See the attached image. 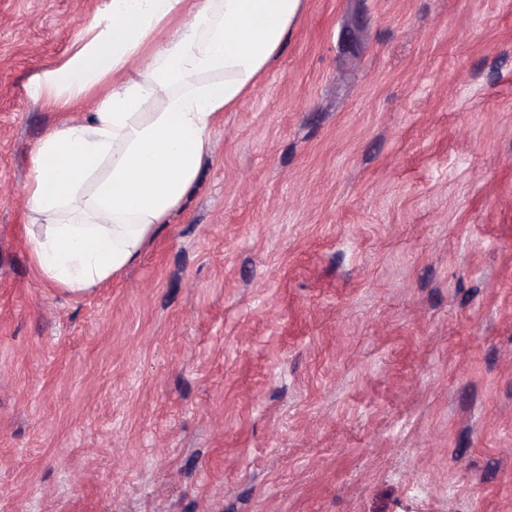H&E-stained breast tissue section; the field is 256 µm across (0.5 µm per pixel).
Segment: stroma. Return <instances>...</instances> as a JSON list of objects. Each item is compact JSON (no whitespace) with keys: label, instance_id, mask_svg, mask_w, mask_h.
I'll list each match as a JSON object with an SVG mask.
<instances>
[{"label":"stroma","instance_id":"1","mask_svg":"<svg viewBox=\"0 0 512 512\" xmlns=\"http://www.w3.org/2000/svg\"><path fill=\"white\" fill-rule=\"evenodd\" d=\"M105 3L0 0V512H512V0H302L75 292L29 253V86Z\"/></svg>","mask_w":512,"mask_h":512}]
</instances>
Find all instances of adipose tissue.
<instances>
[{
	"label": "adipose tissue",
	"instance_id": "obj_1",
	"mask_svg": "<svg viewBox=\"0 0 512 512\" xmlns=\"http://www.w3.org/2000/svg\"><path fill=\"white\" fill-rule=\"evenodd\" d=\"M300 9L301 0H110L70 54L34 76L32 96L59 114L26 185L43 281L83 290L139 258L195 186L211 130L268 70ZM86 105L88 118L73 119Z\"/></svg>",
	"mask_w": 512,
	"mask_h": 512
}]
</instances>
